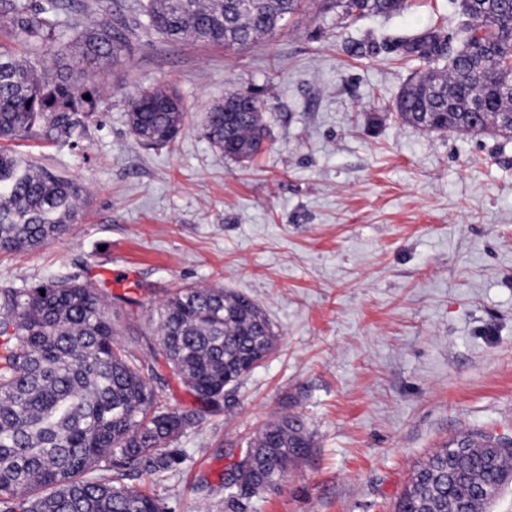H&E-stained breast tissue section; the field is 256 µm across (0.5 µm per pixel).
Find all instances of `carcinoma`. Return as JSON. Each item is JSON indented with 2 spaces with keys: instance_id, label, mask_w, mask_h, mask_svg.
Returning a JSON list of instances; mask_svg holds the SVG:
<instances>
[{
  "instance_id": "cac0c4a2",
  "label": "carcinoma",
  "mask_w": 512,
  "mask_h": 512,
  "mask_svg": "<svg viewBox=\"0 0 512 512\" xmlns=\"http://www.w3.org/2000/svg\"><path fill=\"white\" fill-rule=\"evenodd\" d=\"M467 22L461 42L448 45L435 31L399 39L427 63L394 104L397 119L427 132L512 136V11L501 0H461ZM300 0H137L144 29L167 40H195L226 48L275 33ZM343 18L391 15L405 0H332ZM71 0H0L3 27L22 45L54 41L59 14ZM128 41L121 21L78 33L77 54L59 68L39 70L0 43V141L37 131L69 137L71 115L98 110L94 89H78L72 74L84 62L120 50ZM90 99H84L85 95ZM461 107L480 103L487 123L467 114L448 123V98ZM186 119L180 95L166 86L142 90L130 102L128 125L150 146L173 143ZM207 135L227 157L252 159L265 138L259 101L249 91L229 94L207 112ZM79 185L0 149V252L33 250L75 220ZM157 346L195 397L214 404L224 379L237 383L274 348L277 336L250 298L219 287L182 288L156 309ZM112 312L89 284L47 281L0 288V512H164L159 499L121 483L123 470L163 475L176 458L170 445L196 424L190 412L162 406L164 386L115 339ZM255 472L243 487H272L307 456L312 437L304 421L283 415L256 436ZM465 448H440L420 463L395 512H485L512 478V448L489 456L502 442L463 438ZM118 472L109 477L101 463Z\"/></svg>"
}]
</instances>
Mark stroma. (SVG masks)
Wrapping results in <instances>:
<instances>
[{"instance_id":"35a3bbf8","label":"stroma","mask_w":512,"mask_h":512,"mask_svg":"<svg viewBox=\"0 0 512 512\" xmlns=\"http://www.w3.org/2000/svg\"><path fill=\"white\" fill-rule=\"evenodd\" d=\"M134 0H76L61 15L52 67L74 26L120 10L136 30L81 84L103 92L70 139L9 149L82 186L66 233L35 251L0 253V286L104 272L134 277L135 306L114 310L118 343L165 385L168 407L199 410L154 492L168 512H226L222 469L261 426L298 415L308 455L250 512H393L416 466L465 434L512 440V136L425 132L392 105L423 62L399 38L455 36L460 0H407L389 16L340 23L326 0L270 36L234 49L166 42L137 30ZM168 84L187 118L165 147L137 142L130 98ZM262 105L264 147L247 162L206 136L208 109L237 91ZM244 294L278 336L271 354L218 406L199 409L160 356L150 310L186 287Z\"/></svg>"}]
</instances>
